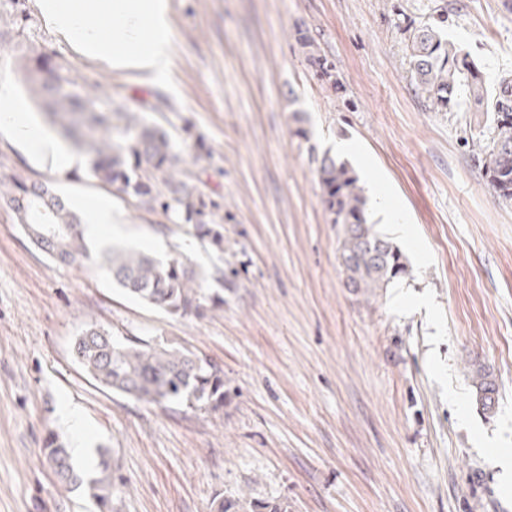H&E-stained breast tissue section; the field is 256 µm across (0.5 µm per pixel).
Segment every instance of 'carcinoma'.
<instances>
[{
    "mask_svg": "<svg viewBox=\"0 0 512 512\" xmlns=\"http://www.w3.org/2000/svg\"><path fill=\"white\" fill-rule=\"evenodd\" d=\"M26 2L0 0V46L20 47L15 67L56 132L89 153V170L99 182L134 198L145 210L172 212L182 223L196 225L200 237L221 246L222 234L211 228L214 212L195 177L182 167L168 132L133 115L114 131L118 110L112 101L92 91L89 82L78 81L70 63L29 41L32 18ZM410 58L411 79L433 109L454 112L464 96L469 111L487 115L488 134L475 143L472 159L496 196L511 202L512 79L504 77L488 88L480 70L430 24L415 28ZM316 174L324 208L336 225L346 286L365 298L375 297L406 274L405 256L368 221L363 188L346 162L326 152ZM0 194L9 198L28 236L49 256L67 263L89 258L82 218L49 186L12 175L0 179ZM101 265L125 293L170 315L197 314L206 300L187 258L163 262L143 251L113 248L101 256ZM72 356L98 384L139 401L214 411L224 407V373L177 343L121 341L91 324L75 339ZM474 386L482 409L493 411L496 385L491 374L476 369ZM43 457L64 487L85 484L99 512H111L108 449H100L99 475L86 483L58 439L46 440Z\"/></svg>",
    "mask_w": 512,
    "mask_h": 512,
    "instance_id": "cac0c4a2",
    "label": "carcinoma"
}]
</instances>
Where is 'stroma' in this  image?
<instances>
[{
    "mask_svg": "<svg viewBox=\"0 0 512 512\" xmlns=\"http://www.w3.org/2000/svg\"><path fill=\"white\" fill-rule=\"evenodd\" d=\"M28 5L31 39L131 109L152 101L133 73L82 56ZM168 107L145 112L216 203L223 247L194 225L59 172L0 132V176L48 184L68 203L102 196L122 215L112 241L206 275L201 314L173 318L88 260L39 249L0 196V512H98L42 462L59 417L81 413L108 449L112 512H512L494 457L512 448V202L470 157L478 112L430 109L411 80V26L441 22L487 86L512 76V0H170ZM326 59L323 77L310 63ZM344 159L411 233L380 232L408 271L371 299L345 285L316 155ZM118 339L174 341L224 373L223 409L159 406L112 392L73 360L89 325ZM498 388L476 399V368Z\"/></svg>",
    "mask_w": 512,
    "mask_h": 512,
    "instance_id": "1",
    "label": "stroma"
}]
</instances>
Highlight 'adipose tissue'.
Here are the masks:
<instances>
[{
  "mask_svg": "<svg viewBox=\"0 0 512 512\" xmlns=\"http://www.w3.org/2000/svg\"><path fill=\"white\" fill-rule=\"evenodd\" d=\"M55 32L87 57L134 73L143 84L167 81L171 60L169 0H37ZM0 131L55 169L72 167L75 155L20 112L0 85Z\"/></svg>",
  "mask_w": 512,
  "mask_h": 512,
  "instance_id": "1",
  "label": "adipose tissue"
}]
</instances>
